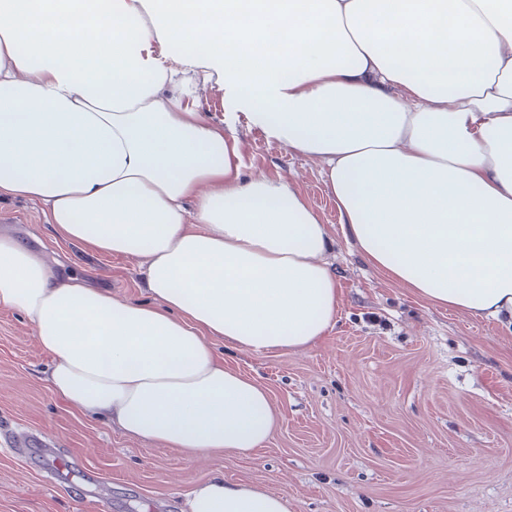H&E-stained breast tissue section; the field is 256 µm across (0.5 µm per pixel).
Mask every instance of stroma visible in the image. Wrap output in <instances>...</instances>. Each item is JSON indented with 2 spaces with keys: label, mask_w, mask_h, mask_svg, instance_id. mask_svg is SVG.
Wrapping results in <instances>:
<instances>
[{
  "label": "stroma",
  "mask_w": 512,
  "mask_h": 512,
  "mask_svg": "<svg viewBox=\"0 0 512 512\" xmlns=\"http://www.w3.org/2000/svg\"><path fill=\"white\" fill-rule=\"evenodd\" d=\"M246 174L294 181L329 225L341 318L300 352L229 363L271 392L281 421L250 457L189 462L173 448L70 413L45 383L49 358L26 320L0 311V512H183L196 480L220 474L288 501V512H512V325L415 297L368 264L339 228L319 161L237 116ZM10 234L88 286L139 299V262L63 245L40 207L0 200ZM37 431L73 466L56 481Z\"/></svg>",
  "instance_id": "obj_1"
}]
</instances>
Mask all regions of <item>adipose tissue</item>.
Returning <instances> with one entry per match:
<instances>
[{
    "label": "adipose tissue",
    "mask_w": 512,
    "mask_h": 512,
    "mask_svg": "<svg viewBox=\"0 0 512 512\" xmlns=\"http://www.w3.org/2000/svg\"><path fill=\"white\" fill-rule=\"evenodd\" d=\"M319 160L340 230L432 305L512 321V0H0V198L65 243L139 259L145 299L0 237V309L70 411L194 461L280 414L230 352L298 351L341 303L333 238L288 179L243 170L204 112ZM184 512H288L212 475Z\"/></svg>",
    "instance_id": "obj_1"
}]
</instances>
